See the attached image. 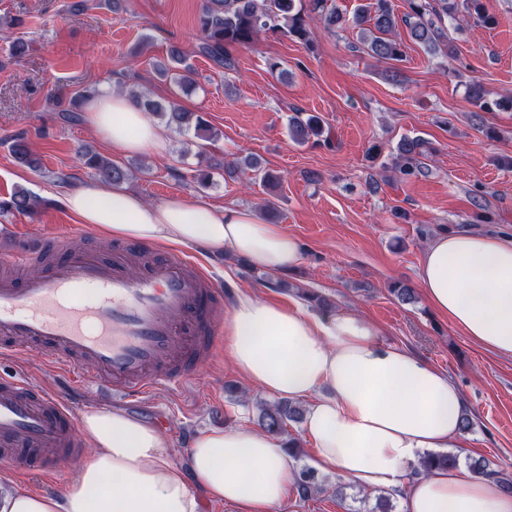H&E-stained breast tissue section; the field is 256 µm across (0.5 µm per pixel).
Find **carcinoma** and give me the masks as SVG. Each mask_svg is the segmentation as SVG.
<instances>
[{
    "mask_svg": "<svg viewBox=\"0 0 512 512\" xmlns=\"http://www.w3.org/2000/svg\"><path fill=\"white\" fill-rule=\"evenodd\" d=\"M406 12L399 15L391 0H370L347 14L329 0H205L198 20L199 53L224 71L236 70V62L229 49L250 46L263 33H279L291 40L310 43L309 26L317 21L327 30L351 28L357 32V41L371 57L383 62L400 61L404 55L403 42L398 32L399 25L407 28L410 38L427 53L442 51L454 55L457 47L448 36L445 21L463 15L483 27H491L496 18L487 7L486 0H405ZM170 65L158 69V74L168 78L183 91L196 84V72L186 57L177 49L170 50ZM473 105L483 112L512 110V96L489 99L483 85L474 80L467 84ZM131 99L146 112L169 113V119L179 125H189L193 115L180 111L172 105L165 107L142 94H133ZM290 138L297 144L316 139L326 145L332 143L331 133L323 120L310 115L303 120L295 116L289 120ZM426 142L418 137H405L397 147V165L403 174L422 171V158L426 156ZM11 151L16 161L25 167L36 169L40 163L30 152L25 141L12 139ZM78 157L94 177L106 185L123 182L129 170L121 164L107 159L90 148L78 149ZM40 205L37 197L19 189L10 200L0 201V214L9 212L31 213ZM302 411L288 401L261 407L259 422L263 429L274 437H284L288 453L296 454L298 441L288 436V422L300 419ZM459 455L453 451L426 452L414 468L421 474L434 468L456 467ZM479 477H492L501 487L512 494V476L492 467L490 461L478 459L471 464ZM297 492L306 499L318 491V482L313 470L303 469L296 481Z\"/></svg>",
    "mask_w": 512,
    "mask_h": 512,
    "instance_id": "cac0c4a2",
    "label": "carcinoma"
}]
</instances>
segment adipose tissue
<instances>
[{
	"instance_id": "obj_1",
	"label": "adipose tissue",
	"mask_w": 512,
	"mask_h": 512,
	"mask_svg": "<svg viewBox=\"0 0 512 512\" xmlns=\"http://www.w3.org/2000/svg\"><path fill=\"white\" fill-rule=\"evenodd\" d=\"M89 125L121 153L164 154L167 141L132 100L100 91ZM60 203L98 232L155 244L231 251L277 275L302 261L295 238L251 209L173 197L146 203L125 185L95 179L63 191ZM417 279L430 306L479 345L512 356V238L440 233L428 242ZM232 365L249 386L307 404L304 429L314 465L356 486L402 493L405 512H512V494L462 468L412 477L424 450L460 448L465 407L444 372L399 346L354 312L316 315L301 301L279 305L239 293L226 324ZM80 430L93 449L56 492L23 487L0 496V512H200V497L236 512H271L298 471L264 430L210 429L171 458L166 435L120 410H88Z\"/></svg>"
}]
</instances>
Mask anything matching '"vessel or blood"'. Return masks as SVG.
I'll return each mask as SVG.
<instances>
[{"instance_id":"obj_1","label":"vessel or blood","mask_w":512,"mask_h":512,"mask_svg":"<svg viewBox=\"0 0 512 512\" xmlns=\"http://www.w3.org/2000/svg\"><path fill=\"white\" fill-rule=\"evenodd\" d=\"M45 259L46 270L25 273ZM224 289L185 256L116 243L108 256L75 250L65 233L25 253L0 252V355L33 348L79 382L111 397L148 396L206 362L223 334ZM71 406L51 388L0 378V464L37 476L61 456H79Z\"/></svg>"}]
</instances>
